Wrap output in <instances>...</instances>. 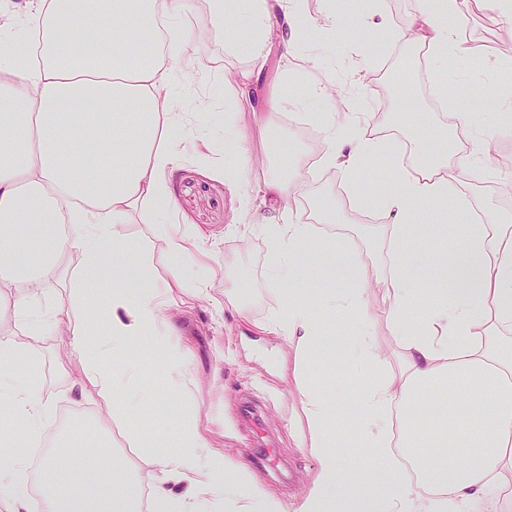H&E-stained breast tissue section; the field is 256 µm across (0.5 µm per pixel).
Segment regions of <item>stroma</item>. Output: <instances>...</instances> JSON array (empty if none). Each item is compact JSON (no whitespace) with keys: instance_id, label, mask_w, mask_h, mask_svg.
Here are the masks:
<instances>
[{"instance_id":"obj_1","label":"stroma","mask_w":512,"mask_h":512,"mask_svg":"<svg viewBox=\"0 0 512 512\" xmlns=\"http://www.w3.org/2000/svg\"><path fill=\"white\" fill-rule=\"evenodd\" d=\"M418 6L419 0H353L339 17L348 37L324 42L316 66L303 53L283 56L274 44L257 59L245 48H230L219 34L210 35L199 46L195 76L188 85L183 110L188 127L207 134L208 142H185L181 159L170 175V199L176 221L203 232V246L218 271L217 289L234 290L248 317L243 320L236 313L206 304L183 317L179 328L187 348L184 359L191 378L189 390L174 398L166 364L143 360L133 386L145 398L131 407L124 420L112 424L98 413L90 397L72 388L83 367L66 328L32 343L31 360L22 364L19 372L31 376L52 402L41 429L52 432L53 442L47 447L41 437L30 440L26 449L30 468L39 471L48 459L67 457L65 439L72 425H80L84 446L103 444L111 454L93 462L74 460L76 485H84L92 472L106 473L109 463L116 462L133 478L139 512H161L153 492L155 469L143 448L176 443V408L181 405L223 432L225 456L244 464L246 479L262 486L281 512H294L316 462L296 448L292 437L291 419L300 410V396L292 374L281 371L280 341L255 329L256 324L270 321L281 310L283 299L268 282V244L237 211L224 187V173L248 171L246 189L250 192L256 191L267 170L290 178L304 197L292 207L294 221L315 222L322 240L332 239L334 228L344 229L347 250L355 252L360 266L374 275H381L395 263L408 273L420 274L416 257L421 244L412 242L395 254L380 224L351 222L344 194L382 185L374 163L363 166L353 180L336 166H322L317 174H310L303 166L307 148L300 141L298 126L258 127L253 119L258 105L240 94L239 82L245 74L259 76L260 93H278L285 116L297 112L314 120L328 111L339 116L355 112L366 125L381 127L396 122L388 105L396 95L388 72L414 74L423 67L432 72L436 88L459 93L475 83L490 89L501 85L512 62V18L482 11L468 13L458 24L465 51L449 57L448 69L442 72L425 46L403 34L407 19ZM377 11L391 19V30L385 35L389 50L385 56L370 57L362 49L375 35L361 25L359 17ZM327 81L335 86L332 102L308 97L309 86ZM201 98L208 103L203 111L196 107ZM472 107L480 118L482 133L467 138L468 164L449 185L448 204L480 210L487 218L495 212L512 211V109H497L482 98L473 99ZM228 128L241 142L234 153L228 152L224 143ZM326 198L336 203L335 212L329 215L320 211ZM119 230L145 246L155 278L178 276L190 285L201 273L199 265L168 259L145 215L133 213ZM351 278V267L340 257L331 270L311 263L296 285L308 291L338 292ZM325 326L323 349L313 358L318 383L331 397L355 393L366 381L353 370L348 356L357 324L354 319L331 314ZM64 410L73 413L72 423L59 422Z\"/></svg>"}]
</instances>
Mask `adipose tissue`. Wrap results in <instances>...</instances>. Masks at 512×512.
Wrapping results in <instances>:
<instances>
[{"label":"adipose tissue","mask_w":512,"mask_h":512,"mask_svg":"<svg viewBox=\"0 0 512 512\" xmlns=\"http://www.w3.org/2000/svg\"><path fill=\"white\" fill-rule=\"evenodd\" d=\"M251 33L250 51L264 52L278 37L286 53L335 34V13L308 19L297 0H238ZM469 0H420L405 25L413 40L431 52H463L448 25ZM194 0H112L108 11L88 12L78 0H25L24 22L0 33V322L28 337L43 336L66 323L83 362L80 391H91L99 411L122 419L128 402L118 400L120 367H133L140 350H168L177 365L182 346L178 314L205 301L237 309L233 292L218 294L216 269L194 288L182 279L157 280L141 244L121 237L118 226L139 207L151 206L153 232L169 256L201 253L199 231L170 219L168 178L178 160L179 111L185 78L194 64L199 32L182 25ZM95 51L112 66L79 67L70 58ZM321 160L356 177L365 159L381 152L382 139L369 127L326 113ZM440 149L426 154L416 174L397 179L375 204L392 249L423 236L421 211L447 201L453 142L438 136ZM83 159L72 167V159ZM245 173L231 177L241 213L265 237L270 282L286 287L285 305L263 330L282 339L293 360L306 428L297 445L317 468L295 512H512V214L492 225L473 224L465 243L427 253L435 288L423 303L419 279L392 268L382 277L388 327L400 343V371L385 376L384 352L363 308L366 278L355 275L341 294L314 300L290 291L298 247L313 240L310 224L290 216L295 187L282 174L266 172L262 196L243 189ZM68 215L76 231L60 236L52 226ZM25 229L29 245L16 244ZM73 253L79 268L67 274L62 257ZM69 277L67 304L42 308L40 288ZM107 285L106 294L95 291ZM418 313L414 327L402 314ZM359 319L350 353L357 368L375 379L354 395L358 414L343 454L332 426V409L314 387L308 358L324 335L326 315ZM24 345L0 343V418L36 436L49 399L10 368ZM433 389L448 416L428 426L422 393ZM486 404L472 408L474 392ZM471 406L469 418L457 408ZM149 457L160 479L155 487L164 512H279L277 503L240 465L227 461L216 433L184 416L177 445L154 448ZM27 459L0 454V512H28L19 482ZM103 496L73 485L71 471L56 461L43 467L42 483L51 512H135L129 477L111 471ZM180 485L173 493L169 484Z\"/></svg>","instance_id":"adipose-tissue-1"}]
</instances>
